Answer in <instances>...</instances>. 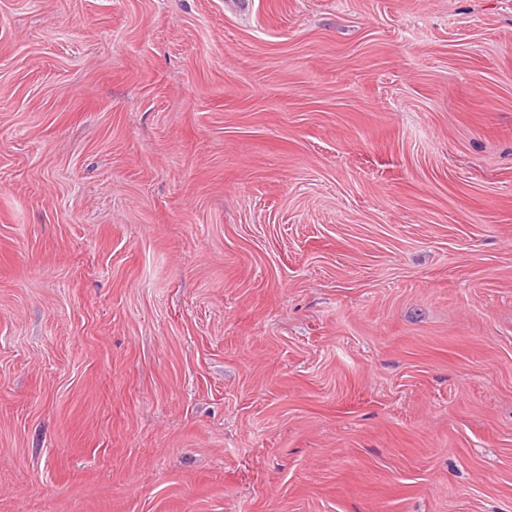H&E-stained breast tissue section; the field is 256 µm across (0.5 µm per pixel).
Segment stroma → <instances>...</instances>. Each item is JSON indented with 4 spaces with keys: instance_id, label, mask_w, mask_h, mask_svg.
<instances>
[{
    "instance_id": "1",
    "label": "stroma",
    "mask_w": 512,
    "mask_h": 512,
    "mask_svg": "<svg viewBox=\"0 0 512 512\" xmlns=\"http://www.w3.org/2000/svg\"><path fill=\"white\" fill-rule=\"evenodd\" d=\"M0 512H512V0H0Z\"/></svg>"
}]
</instances>
